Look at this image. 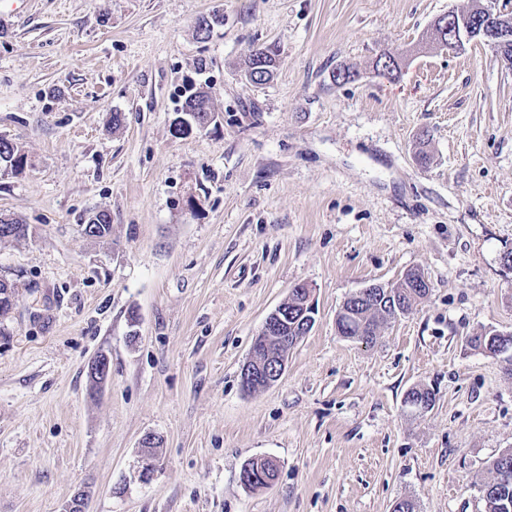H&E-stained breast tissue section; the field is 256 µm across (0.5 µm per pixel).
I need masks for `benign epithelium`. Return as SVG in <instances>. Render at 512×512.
Here are the masks:
<instances>
[{"label":"benign epithelium","mask_w":512,"mask_h":512,"mask_svg":"<svg viewBox=\"0 0 512 512\" xmlns=\"http://www.w3.org/2000/svg\"><path fill=\"white\" fill-rule=\"evenodd\" d=\"M479 10L483 11L486 21L482 22L476 16H458L451 12L447 18L431 26L426 38L440 42L449 32L457 49L475 40L488 44L512 41V23L501 17V12L497 11L492 3L479 4ZM292 292L300 297V300L295 302V306L301 307L297 323L302 326V330L309 332L315 323V305L311 298V289L304 283H298L292 288ZM287 319L288 311L282 304L266 317L260 333L254 340L251 356L241 370V382L244 387L251 390L268 388L284 373L286 354L272 351V345L281 340L277 332L280 331V325L287 323ZM103 363L104 360L99 355L88 364V376L94 381L92 392L95 394L100 393L110 379V372ZM267 462L273 464L275 460L269 457L255 459L252 465L243 468L240 474L241 483L247 485L258 477L265 478L263 464Z\"/></svg>","instance_id":"obj_1"}]
</instances>
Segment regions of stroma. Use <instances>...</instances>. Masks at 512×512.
I'll list each match as a JSON object with an SVG mask.
<instances>
[{
    "label": "stroma",
    "instance_id": "stroma-1",
    "mask_svg": "<svg viewBox=\"0 0 512 512\" xmlns=\"http://www.w3.org/2000/svg\"><path fill=\"white\" fill-rule=\"evenodd\" d=\"M471 0H29L0 22V176L17 282L0 319V512H484L512 449V68L483 42L426 39ZM223 25L201 34L212 13ZM277 47L274 78L244 75ZM404 52L397 78L373 67ZM356 71L336 83L340 66ZM217 119L184 138L187 88ZM121 113L113 126V113ZM103 239L83 232L99 211ZM410 269L431 284L376 341L340 336L344 301ZM306 284L310 333L271 387L241 368ZM111 361L90 396L89 362ZM433 389L423 414L404 404ZM156 468L141 479L145 436ZM271 457L268 488L240 483ZM278 56L277 50L270 47V46H255L250 50V53L248 55V59L246 62L247 65V71L251 67L253 61L255 58H260L263 61L264 64V70L262 74L258 75L257 80H252L254 84H265L269 82L275 72V66H276V57ZM246 71V72H247ZM28 164V156L16 144L0 139V175H14Z\"/></svg>",
    "mask_w": 512,
    "mask_h": 512
}]
</instances>
